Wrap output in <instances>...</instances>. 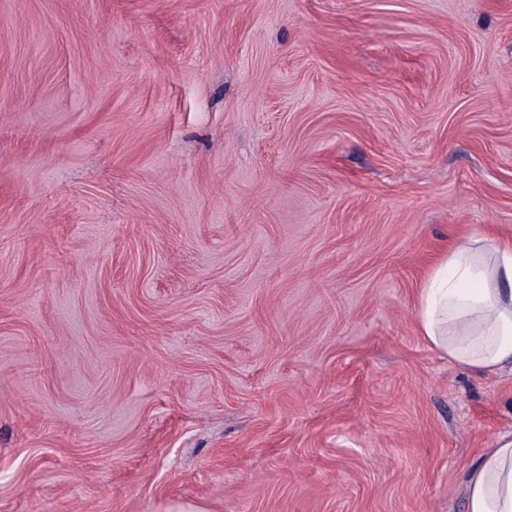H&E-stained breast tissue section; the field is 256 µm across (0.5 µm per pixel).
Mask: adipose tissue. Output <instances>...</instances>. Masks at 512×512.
Masks as SVG:
<instances>
[{"label": "adipose tissue", "mask_w": 512, "mask_h": 512, "mask_svg": "<svg viewBox=\"0 0 512 512\" xmlns=\"http://www.w3.org/2000/svg\"><path fill=\"white\" fill-rule=\"evenodd\" d=\"M417 320L450 361L480 373L512 368V242H458L422 289ZM467 512H512V434L480 458Z\"/></svg>", "instance_id": "ef3b65f1"}]
</instances>
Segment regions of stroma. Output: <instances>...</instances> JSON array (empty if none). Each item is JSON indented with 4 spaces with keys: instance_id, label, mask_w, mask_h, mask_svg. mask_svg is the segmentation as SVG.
<instances>
[{
    "instance_id": "35a3bbf8",
    "label": "stroma",
    "mask_w": 512,
    "mask_h": 512,
    "mask_svg": "<svg viewBox=\"0 0 512 512\" xmlns=\"http://www.w3.org/2000/svg\"><path fill=\"white\" fill-rule=\"evenodd\" d=\"M512 238V0H0V512H466L512 373L422 335Z\"/></svg>"
}]
</instances>
